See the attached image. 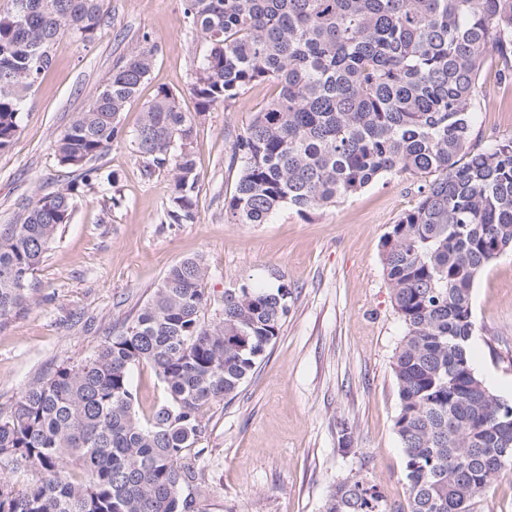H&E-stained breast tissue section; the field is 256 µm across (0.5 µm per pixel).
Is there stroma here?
<instances>
[{
	"instance_id": "stroma-1",
	"label": "stroma",
	"mask_w": 512,
	"mask_h": 512,
	"mask_svg": "<svg viewBox=\"0 0 512 512\" xmlns=\"http://www.w3.org/2000/svg\"><path fill=\"white\" fill-rule=\"evenodd\" d=\"M107 23L92 41L61 37L50 69L27 99L12 148L0 153V229L43 194L79 181L62 167L56 137L84 111L113 66L150 33L159 50L148 79L119 120L124 137L96 166L99 186L81 190L31 278L32 300L0 320V411L62 364L88 359L152 297L167 270L202 256L209 306L224 291L287 284L290 309L279 336L233 398L203 409L204 430L189 460L194 512H323L336 482L362 477L392 504L405 503L404 453L394 430L391 370L404 326L381 263L385 234L417 203L407 175L388 174L339 203L302 216L284 208L264 224L224 214L239 165L232 146L275 83L249 86L230 106L198 113L191 92L206 44L183 15V0H104ZM170 89L194 126L197 219L165 221L169 171H147L131 142L157 91ZM473 138L484 147L512 138V81L485 60ZM475 369L512 401V253L491 263L472 290Z\"/></svg>"
}]
</instances>
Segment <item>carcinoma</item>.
Segmentation results:
<instances>
[{
	"label": "carcinoma",
	"instance_id": "obj_1",
	"mask_svg": "<svg viewBox=\"0 0 512 512\" xmlns=\"http://www.w3.org/2000/svg\"><path fill=\"white\" fill-rule=\"evenodd\" d=\"M184 2L207 45L191 87L198 112L255 82L279 87L233 146L236 223L265 224L284 207L316 211L385 174L418 181L416 206L382 243L405 327L392 371L408 498L394 510L378 485L349 478L324 512H471L512 466V403L470 353L474 283L512 251V138L484 148L472 138L486 55L512 78V0ZM104 21L103 0H11L0 11V152L13 146L56 41L90 40ZM143 41L55 141L60 165L89 189L98 182L90 162L123 138L119 115L154 66L158 47ZM193 132L176 94L161 88L132 137L147 167L173 171L169 224L196 220ZM79 186L23 205L0 232V318L29 302L30 278L69 223ZM206 276L199 256L170 267L123 332L30 384L0 415V512H190L181 490L197 474L184 459L202 434V409L238 390L291 299L284 284L226 288L206 326ZM143 363L166 393L147 417L130 380ZM21 469L32 479L20 491L7 475Z\"/></svg>",
	"mask_w": 512,
	"mask_h": 512
}]
</instances>
